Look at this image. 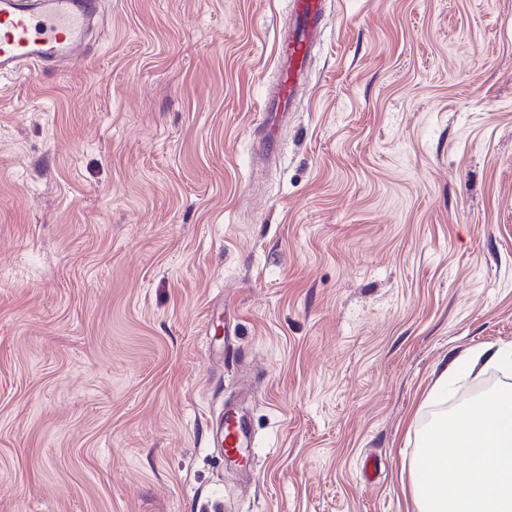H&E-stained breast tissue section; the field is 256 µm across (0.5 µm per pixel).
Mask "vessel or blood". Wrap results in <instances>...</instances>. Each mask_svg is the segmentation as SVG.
<instances>
[{
  "label": "vessel or blood",
  "mask_w": 512,
  "mask_h": 512,
  "mask_svg": "<svg viewBox=\"0 0 512 512\" xmlns=\"http://www.w3.org/2000/svg\"><path fill=\"white\" fill-rule=\"evenodd\" d=\"M98 13V0H0V77L22 68H47L76 56L84 34ZM325 13V0H294V22L276 36L279 76L268 89L260 121L265 133L260 150L277 155V135L306 74ZM212 443L228 466L247 467L251 437L245 413L225 403L212 428Z\"/></svg>",
  "instance_id": "obj_1"
}]
</instances>
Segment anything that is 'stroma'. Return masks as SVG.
<instances>
[{
	"label": "stroma",
	"instance_id": "stroma-1",
	"mask_svg": "<svg viewBox=\"0 0 512 512\" xmlns=\"http://www.w3.org/2000/svg\"><path fill=\"white\" fill-rule=\"evenodd\" d=\"M99 0L0 78V512H419L454 357L512 351V0ZM241 401L251 465L209 446ZM293 25L276 36L279 76L267 90L260 125L265 129L259 149L266 155L276 156L279 146L277 135L281 122L296 104V92L306 74L312 48L316 44L325 13V0H293Z\"/></svg>",
	"mask_w": 512,
	"mask_h": 512
}]
</instances>
